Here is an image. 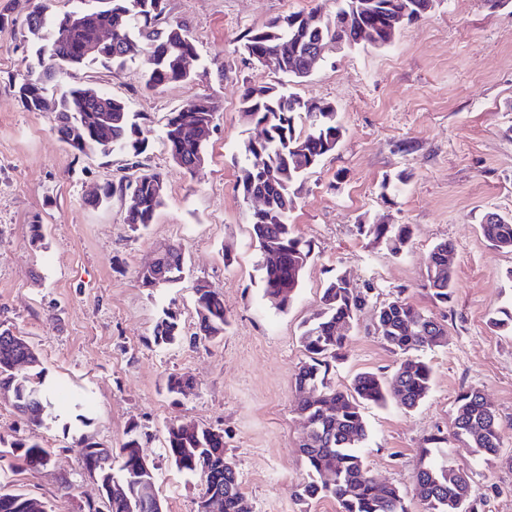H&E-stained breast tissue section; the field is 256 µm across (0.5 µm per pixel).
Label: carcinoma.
I'll return each instance as SVG.
<instances>
[{
	"mask_svg": "<svg viewBox=\"0 0 512 512\" xmlns=\"http://www.w3.org/2000/svg\"><path fill=\"white\" fill-rule=\"evenodd\" d=\"M335 14L320 9L290 12L272 18L263 27L242 37L241 48L249 59L275 75L306 78L312 71L310 49L341 42L350 48L366 42L375 48L394 43L398 29L393 21L416 22L425 17L435 0H339ZM45 0H37L23 20L36 39V61L14 83L15 94L28 112L51 114L53 129L78 156L127 157L125 176L100 187L98 195L86 199L93 207L117 196L124 203V223L140 231L153 223L164 204L165 183L149 168L148 148L138 136L137 113L127 101L111 93L88 91L83 83L65 86L59 95L52 84L74 75L93 63L122 72L141 61L139 78L148 89L184 84L191 75L181 67L182 59L197 54L196 42L187 27L169 18L168 0H64V9L47 13ZM107 28L112 39L94 54L87 45L98 29ZM198 111L189 115L179 109L166 115L163 139L174 164L193 173L207 160L206 148L217 128L219 107L210 96L197 98ZM240 112L259 130L244 142L246 164L237 186L243 198L264 197V207L251 215L252 235L261 254L264 296L276 300L284 311L300 287L303 271L311 259L310 244L295 235L290 215L301 191L304 174L320 164L343 136L336 107L284 93L276 85L254 84L244 89ZM305 131L297 130L298 126ZM487 213L481 223L483 238L495 249L512 252V217ZM361 235L383 243L400 254L411 238L407 224H360ZM452 246L442 241L430 250L427 287L432 300L446 304L453 297ZM186 269L182 248L172 245L159 261L141 266L136 277L143 288H169L179 283ZM197 316L193 342L224 336L229 319L220 294L209 284L193 289ZM368 293L356 290L342 275L332 276L323 288L321 307L302 324L299 342L305 360L295 374L300 394L297 411L308 434L300 448L309 480L293 491L303 504L331 497L339 512H406L404 496L393 485L377 482L367 469L360 448L368 439L364 405H384L394 399L406 411L417 409L432 385L430 366L416 356L425 348L443 345L445 325L413 305L401 294L394 295L377 310V330L400 362L389 381L377 374L356 375L350 387L336 386L334 376L344 358L348 332L367 303ZM183 338L177 315L169 310L153 330L157 346ZM40 353L27 337L13 327L0 324V389L13 395V406L34 426L50 415L51 403L43 387ZM196 383L190 377L170 374L164 381L167 395L176 399L191 394ZM476 453L496 457L500 452L499 420L482 391L469 387L455 401L452 435ZM442 431L430 435L419 448L415 490L425 512H482L483 501L472 497L471 473L453 464ZM143 434L138 425L126 430L119 453L85 436L77 440L83 466L116 478L122 491L112 495L106 512H157L155 497L141 492L156 486L154 467L142 456ZM11 454L24 471H36L51 457L49 449L36 441L16 439ZM164 452L176 470L187 476L200 475L204 485L224 490V512H251L242 492L239 472L224 445V431L180 421L166 426ZM32 497L0 485V512H47L43 501L36 509Z\"/></svg>",
	"mask_w": 512,
	"mask_h": 512,
	"instance_id": "carcinoma-1",
	"label": "carcinoma"
}]
</instances>
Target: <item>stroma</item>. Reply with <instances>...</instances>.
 <instances>
[{
	"label": "stroma",
	"instance_id": "stroma-1",
	"mask_svg": "<svg viewBox=\"0 0 512 512\" xmlns=\"http://www.w3.org/2000/svg\"><path fill=\"white\" fill-rule=\"evenodd\" d=\"M335 10L334 0H169V15L196 41L192 79L146 89L135 70L93 64L77 74L129 101L139 114L151 167L166 181L153 224L132 232L124 205L88 206L96 187L120 177L125 158L75 155L45 112L26 111L12 84L33 51L20 30L0 28V323L16 327L40 351L47 383L58 389L59 417L30 425L0 398V438H27L52 452L36 472L0 457V480L46 502L50 512H82L100 501L75 445L85 435L119 449L130 424L147 438L143 454L157 474L165 512H197L199 479L180 474L163 451L164 429L187 420L223 430L253 512H339L334 499L309 507L292 491L308 479L299 450L304 432L294 377L304 358L303 322L320 307L322 288L340 272L369 293L345 345L335 382L361 372L391 377L396 357L375 332L376 310L396 291L442 321L443 346L421 351L432 369L426 400L407 412L395 403L366 405L369 437L362 454L373 477L399 486L408 512H424L414 494L417 451L436 431H451L454 400L464 388L484 393L500 423L502 459L485 460L449 441L453 460L473 474L484 512H512V333L491 325L512 306V252L493 249L479 230L482 213L512 216V0H436L420 21L403 26L392 46L361 44L324 53L310 76L291 84L303 98L335 106L344 134L335 151L305 176L290 222L313 258L288 311L263 295L260 254L251 236L253 202L237 179L242 144L252 134L239 111L246 83H277L239 50L241 38L269 19ZM223 70H216L215 61ZM220 105L207 160L187 174L163 143L168 112L194 97ZM407 174L399 192L384 179ZM43 226L41 248L29 226ZM361 224H406L407 247L394 255L357 232ZM454 248V298L434 304L425 259L439 241ZM181 245L185 279L149 290L135 272L160 248ZM219 290L230 325L223 338L192 344V287ZM177 312L184 338L157 346L163 309ZM171 373L196 388L171 399Z\"/></svg>",
	"mask_w": 512,
	"mask_h": 512
}]
</instances>
